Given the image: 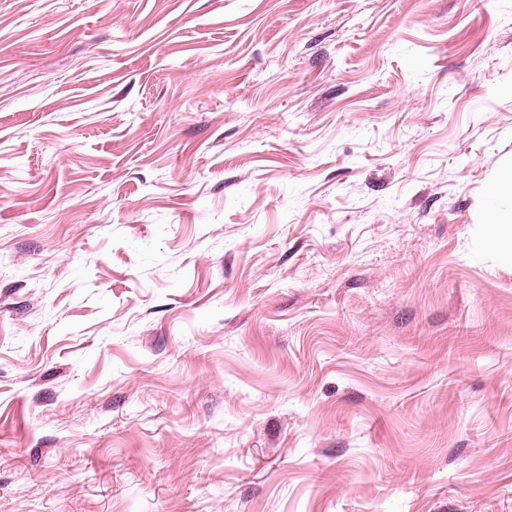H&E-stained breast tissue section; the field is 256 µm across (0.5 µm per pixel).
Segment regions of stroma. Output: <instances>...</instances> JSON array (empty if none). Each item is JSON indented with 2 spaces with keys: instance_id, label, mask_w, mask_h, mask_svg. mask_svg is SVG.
<instances>
[{
  "instance_id": "1",
  "label": "stroma",
  "mask_w": 512,
  "mask_h": 512,
  "mask_svg": "<svg viewBox=\"0 0 512 512\" xmlns=\"http://www.w3.org/2000/svg\"><path fill=\"white\" fill-rule=\"evenodd\" d=\"M512 0H0V512H512ZM489 218L487 224L492 231L495 247L505 262L512 264V231L504 233L503 225L512 228V170L502 184H492L487 192Z\"/></svg>"
}]
</instances>
